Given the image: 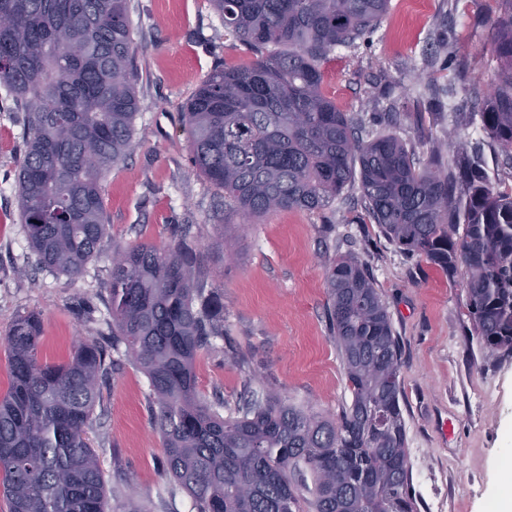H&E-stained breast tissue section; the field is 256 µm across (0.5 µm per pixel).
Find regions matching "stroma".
<instances>
[{"label":"stroma","instance_id":"1","mask_svg":"<svg viewBox=\"0 0 512 512\" xmlns=\"http://www.w3.org/2000/svg\"><path fill=\"white\" fill-rule=\"evenodd\" d=\"M500 0H389L361 39L323 63L324 90L359 138L388 132L428 166L456 131L480 147L490 180L512 185V154L483 132L481 93L497 67L490 20ZM136 94L134 151L103 183L107 247L168 244L189 234L209 289L224 301V334L196 361L198 391L234 415L247 388H275L336 419L351 403L328 314L326 266L363 262L401 354L402 409L417 512H493L500 470L512 461V354L487 355L462 278L389 241L366 213L358 183L317 212L244 219L192 164L182 112L216 66L252 61L208 0H129ZM26 115L0 112V335L41 317L39 357L60 362L79 339L112 333L108 260L77 279L43 267L19 220L16 179ZM235 347L238 361L224 358ZM93 412L90 443L108 479L110 512H193L161 467L164 449L149 380L116 351Z\"/></svg>","mask_w":512,"mask_h":512}]
</instances>
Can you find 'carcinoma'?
<instances>
[{"instance_id":"1","label":"carcinoma","mask_w":512,"mask_h":512,"mask_svg":"<svg viewBox=\"0 0 512 512\" xmlns=\"http://www.w3.org/2000/svg\"><path fill=\"white\" fill-rule=\"evenodd\" d=\"M224 30L260 53L215 67L183 112L192 162L247 218L318 211L355 179L367 217L399 248L448 276L464 270L467 306L492 355L512 354V191L457 143L451 164L417 166L388 133L358 139L323 90L329 52L362 37L388 0H209ZM497 71L481 100L483 131L512 150V0L491 20ZM274 45L280 50L263 53ZM128 0H0V90L27 112L19 220L41 263L71 279L110 262L112 349L149 379L164 468L195 512H415L399 348L356 256L327 268L332 331L351 391L339 420L252 392L224 417L197 390L195 363L224 335V303L206 289L191 243L112 249L102 182L135 147L139 109ZM39 315L0 343V497L8 512H107L105 473L87 430L111 366L97 340L71 358H39Z\"/></svg>"}]
</instances>
